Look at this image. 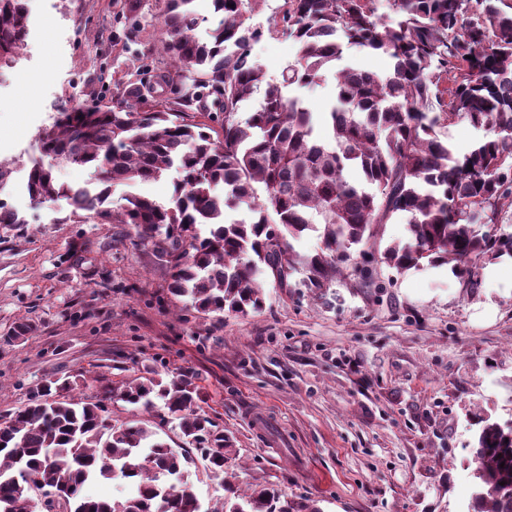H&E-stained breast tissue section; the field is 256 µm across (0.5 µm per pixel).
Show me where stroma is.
<instances>
[{
	"label": "stroma",
	"mask_w": 512,
	"mask_h": 512,
	"mask_svg": "<svg viewBox=\"0 0 512 512\" xmlns=\"http://www.w3.org/2000/svg\"><path fill=\"white\" fill-rule=\"evenodd\" d=\"M29 0L18 61L0 69V160L8 202L0 224V417L37 384L79 376L76 397L149 366L198 376L199 410L230 432L238 488L260 481L322 512H471L475 447L485 423L512 425V279L489 263L467 286L450 266H372L363 287L263 283L264 305L223 322L173 297L150 246L130 224H77L65 199L32 208L23 185L38 136L58 112L107 107L117 88L159 89L169 61L167 0ZM287 0H257L263 35L251 55L268 78L294 63ZM20 342L7 337L20 324ZM110 416L139 420L172 447L183 440L163 409L113 400Z\"/></svg>",
	"instance_id": "stroma-1"
}]
</instances>
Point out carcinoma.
<instances>
[{
	"label": "carcinoma",
	"mask_w": 512,
	"mask_h": 512,
	"mask_svg": "<svg viewBox=\"0 0 512 512\" xmlns=\"http://www.w3.org/2000/svg\"><path fill=\"white\" fill-rule=\"evenodd\" d=\"M195 2L167 0L161 21L172 67L162 78L184 92L159 104L122 87L110 107L60 113L38 138L40 157L26 182L31 206L64 198L76 223L135 225L164 262L170 293L218 322L226 312L262 309L266 277L284 289L298 270L307 288H328L344 274L370 278L352 252L371 255L398 213L408 239L387 246L380 260L400 271L449 265L470 283L483 259L512 256V233L479 224L512 207V0H391V22L373 0H288L284 22L296 59L279 80L251 57L262 35L249 24L252 0H211V21ZM29 22L27 0H0V68L15 63ZM206 22L202 39L197 30ZM347 44L389 56L391 71L336 66ZM330 68L336 102L319 119L290 88L315 86ZM201 84L224 113L218 130L197 105ZM259 90L258 105L238 120ZM461 121L486 131L462 156L442 136ZM63 163L89 167L92 183H58L53 169ZM172 169L181 180L170 204L129 195L120 210L108 207L113 185ZM228 208L253 219L229 220ZM306 231L318 233L321 248L300 268L292 241ZM76 385L46 380L0 419V512H30L36 499L44 512H321L308 497L296 501L261 483L242 491L228 481L224 497L202 508L184 480L186 449L142 422L112 421L97 400L69 396ZM110 393L144 408L163 401L184 444L215 477L237 453L234 436L197 411L191 368L165 380L145 367ZM475 460L476 512H512V426L486 424ZM116 477L132 484L125 496L82 494L86 482Z\"/></svg>",
	"instance_id": "cac0c4a2"
}]
</instances>
